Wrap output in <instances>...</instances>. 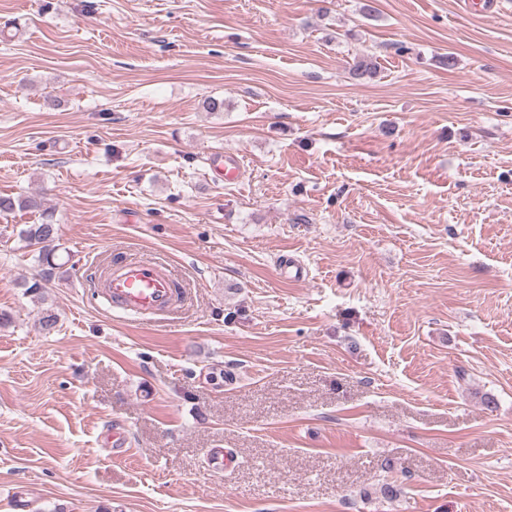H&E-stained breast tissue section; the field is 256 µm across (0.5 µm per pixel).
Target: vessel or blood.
<instances>
[{
	"mask_svg": "<svg viewBox=\"0 0 512 512\" xmlns=\"http://www.w3.org/2000/svg\"><path fill=\"white\" fill-rule=\"evenodd\" d=\"M101 288L105 301L130 321L169 314L186 299L185 290L171 269L141 257L126 256L114 261Z\"/></svg>",
	"mask_w": 512,
	"mask_h": 512,
	"instance_id": "obj_1",
	"label": "vessel or blood"
}]
</instances>
